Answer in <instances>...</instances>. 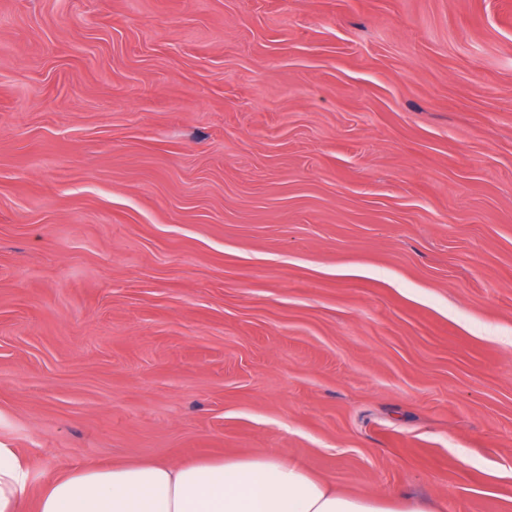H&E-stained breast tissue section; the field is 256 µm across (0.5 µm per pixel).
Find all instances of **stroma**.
Here are the masks:
<instances>
[{
    "label": "stroma",
    "instance_id": "obj_1",
    "mask_svg": "<svg viewBox=\"0 0 512 512\" xmlns=\"http://www.w3.org/2000/svg\"><path fill=\"white\" fill-rule=\"evenodd\" d=\"M0 445L512 512V0H0Z\"/></svg>",
    "mask_w": 512,
    "mask_h": 512
}]
</instances>
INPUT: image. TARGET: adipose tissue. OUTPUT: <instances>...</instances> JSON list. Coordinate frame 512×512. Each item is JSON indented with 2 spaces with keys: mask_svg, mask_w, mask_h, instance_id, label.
I'll return each instance as SVG.
<instances>
[{
  "mask_svg": "<svg viewBox=\"0 0 512 512\" xmlns=\"http://www.w3.org/2000/svg\"><path fill=\"white\" fill-rule=\"evenodd\" d=\"M29 477L26 460L0 447V512H19ZM37 512H434L409 495L337 492L280 454L149 462L68 471L41 490Z\"/></svg>",
  "mask_w": 512,
  "mask_h": 512,
  "instance_id": "adipose-tissue-1",
  "label": "adipose tissue"
}]
</instances>
